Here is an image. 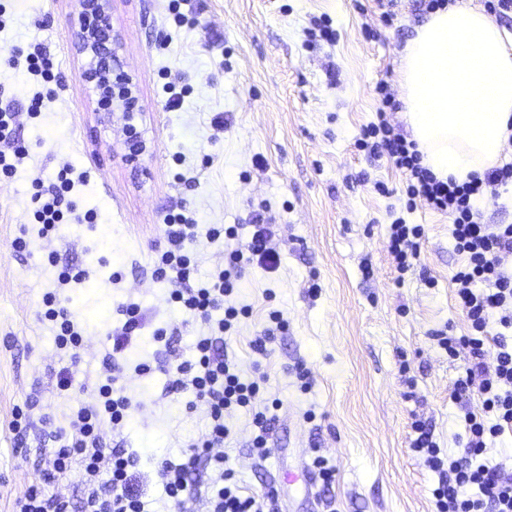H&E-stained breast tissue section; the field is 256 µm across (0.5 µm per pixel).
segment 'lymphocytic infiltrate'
Instances as JSON below:
<instances>
[{
  "label": "lymphocytic infiltrate",
  "instance_id": "lymphocytic-infiltrate-1",
  "mask_svg": "<svg viewBox=\"0 0 512 512\" xmlns=\"http://www.w3.org/2000/svg\"><path fill=\"white\" fill-rule=\"evenodd\" d=\"M8 63L25 66L36 82L27 113L37 117L45 100L42 88L55 79L53 57L38 47L24 55L13 52ZM377 92L381 101L377 120L363 129L358 145L371 157L387 158L402 172L407 209H414L416 202L422 200L452 220L455 247L467 258L454 281L470 332L458 338L439 337L438 344L449 356L462 354L468 361L464 375L455 382L452 398L463 399L474 390L483 397L481 412L469 411L463 417L465 444L461 457L444 454L421 422L414 426L417 436L413 449L439 475L433 492L437 512H512V474L483 458L489 442L499 437L506 426H512V274L504 271L500 263L501 254L512 252V225L483 223L478 207L485 196L498 195L502 187L512 185V164L474 173L461 181L453 177L439 179L423 165L416 142L388 120V113L400 107L388 83L380 82ZM86 180V175L75 173L70 164L59 168L47 198L40 200L33 213L40 237H49L70 214L75 215L77 223L96 224L97 212L76 215V205L70 198L75 185ZM423 235L422 225L400 218L392 222L387 249L398 272H407L419 260ZM163 237L166 248L155 265V278L170 285L171 302L187 316L216 322L224 334L241 313L233 295L242 266L249 264L272 273L280 265L273 229L261 217L243 246L225 253L224 267L208 286L195 288L190 284L198 238L194 219L181 213L167 214ZM44 304V317L56 330L58 347H80L83 337L74 314L58 306L55 294H46ZM218 310L224 316L217 320L213 314ZM125 313L127 319L113 338L112 352L103 359L107 376L96 402L81 407L72 415L68 428L58 431V447L41 454L46 464L42 484L17 497L12 512H72L70 499L52 491L51 486L75 468L81 471L84 482L79 512H146L145 493L136 482L137 455L125 448L108 447L102 433L103 425L120 427L132 407L131 399L118 386L122 370L114 360L140 328L135 305H128ZM493 319L503 332L497 338L495 356L490 359L485 340ZM168 374V392L190 394V408H203L210 420L207 432L183 449L182 462L164 463L159 472L169 512H195L200 504L206 505L208 512H265L266 504L275 501V493L241 496L224 453V442L230 435L224 414L235 407L251 406L260 390L259 381H241L234 363L226 354L217 352L208 337L196 343L192 359L181 361ZM203 461L212 464L215 473L211 482L204 485L190 479Z\"/></svg>",
  "mask_w": 512,
  "mask_h": 512
}]
</instances>
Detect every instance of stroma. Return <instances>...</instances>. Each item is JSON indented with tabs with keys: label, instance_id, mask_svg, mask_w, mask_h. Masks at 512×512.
I'll use <instances>...</instances> for the list:
<instances>
[{
	"label": "stroma",
	"instance_id": "35a3bbf8",
	"mask_svg": "<svg viewBox=\"0 0 512 512\" xmlns=\"http://www.w3.org/2000/svg\"><path fill=\"white\" fill-rule=\"evenodd\" d=\"M169 0H112V38L132 79L138 110L132 122L142 150L129 160L122 114L99 112L83 78L88 64L73 48L79 0H0V108L19 110L17 136L28 155L0 182V512L40 484L39 451L53 431L91 401L104 382L108 335L136 304L142 327L117 361L133 408L106 440L133 450L149 480L148 508L161 512L159 462H179L181 446L205 430L203 410L187 412V395L166 394V369L192 358L211 330L185 321L168 287L153 276L170 208L191 215L201 239L196 281L224 260L208 243L211 227H236L246 241L254 212L277 226L281 264L271 274L243 266L239 317L230 341L216 339L241 377L263 375L258 398L270 421L267 457L251 448L250 409L225 417L229 465L244 496L275 488L278 512H435L437 473L411 449L415 422L430 425L444 453L463 452L462 419L482 397L451 392L463 357L442 349L437 333L463 336L469 322L453 277L466 263L446 214L417 205L407 211L400 170L356 144L380 106L376 86L401 92L398 68L408 42L429 13L424 0H400L387 22L377 0H180L189 25L176 27ZM329 24L333 39L313 36ZM41 45L58 78L40 116L24 109L33 88L25 68L9 67L13 51ZM189 93L167 111L164 85ZM225 126L216 129L215 117ZM87 175L74 194L79 211L95 210V226L66 224L51 240L33 222L34 182L50 185L62 164ZM388 194H380L376 183ZM423 225L420 260L398 274L387 251L396 218ZM27 250L12 247L16 237ZM68 266L89 269L76 288L60 285ZM121 272L113 283V272ZM56 293L83 329L79 349H58L43 297ZM288 322L266 355L252 342L270 312ZM173 325L171 343L154 337ZM151 372L136 375V365ZM74 377L60 394V370ZM31 416L17 442V412ZM336 469L324 482L314 464Z\"/></svg>",
	"mask_w": 512,
	"mask_h": 512
}]
</instances>
